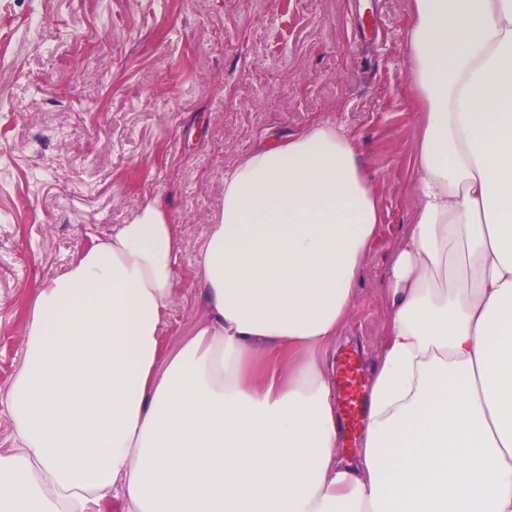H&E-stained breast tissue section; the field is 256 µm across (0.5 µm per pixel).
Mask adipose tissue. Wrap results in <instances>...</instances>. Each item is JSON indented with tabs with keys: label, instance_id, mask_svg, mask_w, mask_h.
Instances as JSON below:
<instances>
[{
	"label": "adipose tissue",
	"instance_id": "1",
	"mask_svg": "<svg viewBox=\"0 0 512 512\" xmlns=\"http://www.w3.org/2000/svg\"><path fill=\"white\" fill-rule=\"evenodd\" d=\"M417 207L353 460L331 350L381 213L342 123L224 173L204 321L160 326L181 267L153 199L41 283L0 406V512H512V0H414Z\"/></svg>",
	"mask_w": 512,
	"mask_h": 512
}]
</instances>
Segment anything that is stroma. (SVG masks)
I'll use <instances>...</instances> for the list:
<instances>
[{"label": "stroma", "instance_id": "1", "mask_svg": "<svg viewBox=\"0 0 512 512\" xmlns=\"http://www.w3.org/2000/svg\"><path fill=\"white\" fill-rule=\"evenodd\" d=\"M413 0H0V387L23 361L36 288L161 198L182 266L163 352L206 312L195 257L224 173L316 119L343 123L382 220L336 343L363 382L385 335L387 266L414 218L420 104ZM380 19L357 35L358 12Z\"/></svg>", "mask_w": 512, "mask_h": 512}]
</instances>
